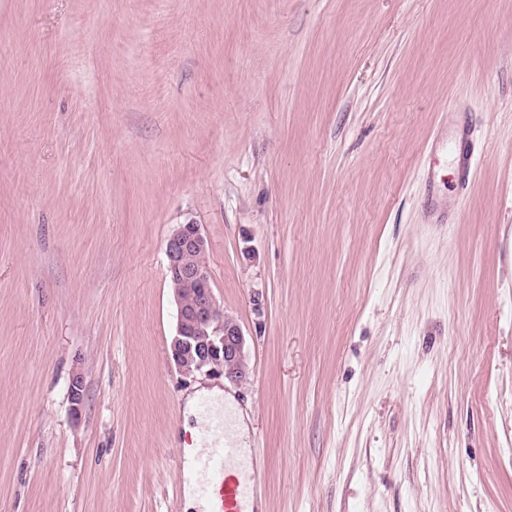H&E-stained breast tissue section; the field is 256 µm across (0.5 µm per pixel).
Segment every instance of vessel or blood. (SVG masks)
<instances>
[{"mask_svg":"<svg viewBox=\"0 0 512 512\" xmlns=\"http://www.w3.org/2000/svg\"><path fill=\"white\" fill-rule=\"evenodd\" d=\"M198 442L199 449L177 473V488H193L200 512H256L257 480L239 477L227 467L235 450L224 440L223 416L208 414Z\"/></svg>","mask_w":512,"mask_h":512,"instance_id":"obj_1","label":"vessel or blood"}]
</instances>
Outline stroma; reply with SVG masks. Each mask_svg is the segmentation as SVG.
I'll return each mask as SVG.
<instances>
[{
  "label": "stroma",
  "mask_w": 512,
  "mask_h": 512,
  "mask_svg": "<svg viewBox=\"0 0 512 512\" xmlns=\"http://www.w3.org/2000/svg\"><path fill=\"white\" fill-rule=\"evenodd\" d=\"M188 222L244 384L167 360ZM201 386L261 512H512V0H0V512H187Z\"/></svg>",
  "instance_id": "35a3bbf8"
}]
</instances>
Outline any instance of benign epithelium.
<instances>
[{"mask_svg": "<svg viewBox=\"0 0 512 512\" xmlns=\"http://www.w3.org/2000/svg\"><path fill=\"white\" fill-rule=\"evenodd\" d=\"M209 244L200 226L181 224L165 246L167 276L174 282L177 326L169 356L187 377L222 376L242 384L250 376L249 347L238 321L224 312L214 294L206 257ZM84 375L73 373L69 396L74 414L83 406Z\"/></svg>", "mask_w": 512, "mask_h": 512, "instance_id": "benign-epithelium-1", "label": "benign epithelium"}]
</instances>
